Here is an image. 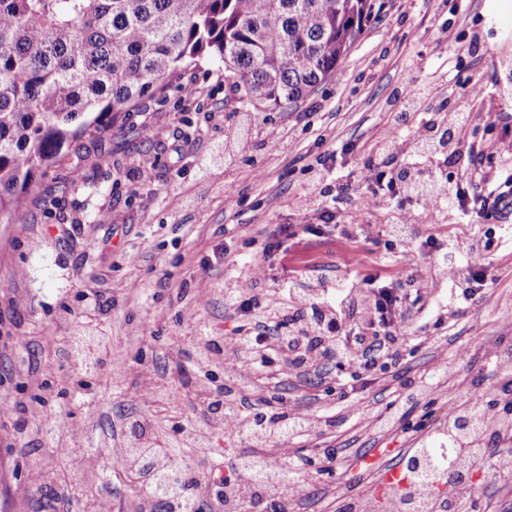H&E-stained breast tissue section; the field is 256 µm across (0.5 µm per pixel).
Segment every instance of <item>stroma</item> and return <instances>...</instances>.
Instances as JSON below:
<instances>
[{
  "mask_svg": "<svg viewBox=\"0 0 512 512\" xmlns=\"http://www.w3.org/2000/svg\"><path fill=\"white\" fill-rule=\"evenodd\" d=\"M380 17L356 41L341 69L295 108L246 107L231 100L221 62L188 67L180 83L200 90L187 102L179 90L144 99L82 159L56 166L0 220V397L23 404L0 416V512H32L24 489L57 502L56 512H85L102 498L112 512H141L145 489L126 472L123 448L139 416L188 465L201 484L204 512H224L222 481L207 461L214 449L239 453L243 443L213 426L206 397L224 383L221 356L206 367L178 365L177 351L198 350V330L216 341L240 319L224 311V259L260 258L277 224L320 221L331 207L335 171H350L368 137L399 112H437L444 99L477 114L472 138L486 147L503 133L499 113H512V85L502 63L512 60V0H382ZM459 32L449 44L447 26ZM485 85L484 99L467 92ZM427 89L419 103L409 90ZM153 123L145 132V123ZM249 134L225 144V128ZM335 151V162L317 160ZM150 156L151 167L139 165ZM327 191L322 206L308 198L313 181ZM233 193H226L227 183ZM355 250L361 275H395L383 244L298 234L274 276L309 282L345 277L340 257ZM495 275L489 298L435 329V342L406 340L397 371L359 390L370 412L358 420L339 398L353 386L350 371L297 380L274 368L280 395L308 407L315 427L289 439V452L316 459L306 492L291 512H338L345 493H376L380 466L409 448L405 431L378 434L370 418L404 401L410 381L447 362L451 380H472L487 345L512 347L500 318L512 312V245L481 257ZM101 336L106 348L96 371L77 366L67 339ZM67 426L84 452L55 455L47 429ZM335 458H323L325 448ZM96 461L112 482L61 487L70 472Z\"/></svg>",
  "mask_w": 512,
  "mask_h": 512,
  "instance_id": "obj_1",
  "label": "stroma"
}]
</instances>
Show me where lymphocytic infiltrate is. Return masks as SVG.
<instances>
[{
    "mask_svg": "<svg viewBox=\"0 0 512 512\" xmlns=\"http://www.w3.org/2000/svg\"><path fill=\"white\" fill-rule=\"evenodd\" d=\"M475 120L473 113L454 107L444 113L422 114L411 126L405 116H398L396 123L371 135L366 159L357 166L352 180L339 188L354 205L347 211L345 223L337 225L338 236L384 240L387 251L401 265V278L339 279L319 292L304 281L283 280L271 293L252 295L250 286L266 280L268 270L294 236L291 225H277L245 281L233 282L224 290L225 310L250 319L246 334L224 339L226 379L252 378L256 366L246 355L261 350L279 354L289 371L299 374L313 367L340 365L356 377H367L382 362L399 363L406 336L425 334L430 322H441L483 300L488 271L472 264L471 259L493 249L492 234L468 242L457 237L440 241L415 230L419 216H440L450 205L462 212L469 208L468 192L461 187L445 192L432 166L452 163L455 155L469 148ZM439 128L448 133L444 149L431 140ZM398 163L411 171L410 179L393 174ZM467 179L491 199L493 217H512L511 133H504L489 147ZM395 199L403 200L404 208L393 211L389 223H376V216L389 210ZM436 246L449 252L447 265L423 261L425 249ZM477 380L488 383L493 393L492 401L469 407L471 418L486 427L483 463L486 479L492 484L498 478L503 449L512 442L496 427L500 404L512 402V384L500 379L490 383L482 374ZM286 458L281 449L264 455L255 467L239 469L242 485L264 486V497L275 512H281L283 503L279 486L269 482L268 473L281 467Z\"/></svg>",
    "mask_w": 512,
    "mask_h": 512,
    "instance_id": "1",
    "label": "lymphocytic infiltrate"
}]
</instances>
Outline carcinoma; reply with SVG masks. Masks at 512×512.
Returning <instances> with one entry per match:
<instances>
[{"mask_svg":"<svg viewBox=\"0 0 512 512\" xmlns=\"http://www.w3.org/2000/svg\"><path fill=\"white\" fill-rule=\"evenodd\" d=\"M376 0H0V218L56 164L96 142L148 96H162L189 64L224 63L247 101L293 108L332 77L378 18ZM473 432L456 408L445 435ZM138 475L176 512L165 448ZM464 449L424 446L405 467L432 494Z\"/></svg>","mask_w":512,"mask_h":512,"instance_id":"1","label":"carcinoma"}]
</instances>
